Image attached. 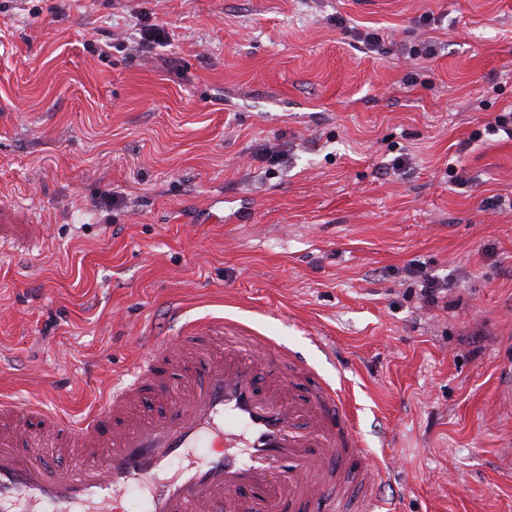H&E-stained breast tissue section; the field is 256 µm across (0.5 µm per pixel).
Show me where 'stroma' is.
<instances>
[{
  "label": "stroma",
  "mask_w": 512,
  "mask_h": 512,
  "mask_svg": "<svg viewBox=\"0 0 512 512\" xmlns=\"http://www.w3.org/2000/svg\"><path fill=\"white\" fill-rule=\"evenodd\" d=\"M509 110L512 0H0V398L83 418L175 304L345 377L376 512H512Z\"/></svg>",
  "instance_id": "35a3bbf8"
}]
</instances>
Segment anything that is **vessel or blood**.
Here are the masks:
<instances>
[{
	"label": "vessel or blood",
	"instance_id": "b4317fda",
	"mask_svg": "<svg viewBox=\"0 0 512 512\" xmlns=\"http://www.w3.org/2000/svg\"><path fill=\"white\" fill-rule=\"evenodd\" d=\"M184 396L131 418L145 393ZM345 388L233 321L155 337L132 382L74 422L39 403L0 402V512H117L130 488L147 512H373L379 472ZM220 450L171 472L203 439ZM81 449L64 472L51 457Z\"/></svg>",
	"mask_w": 512,
	"mask_h": 512
}]
</instances>
